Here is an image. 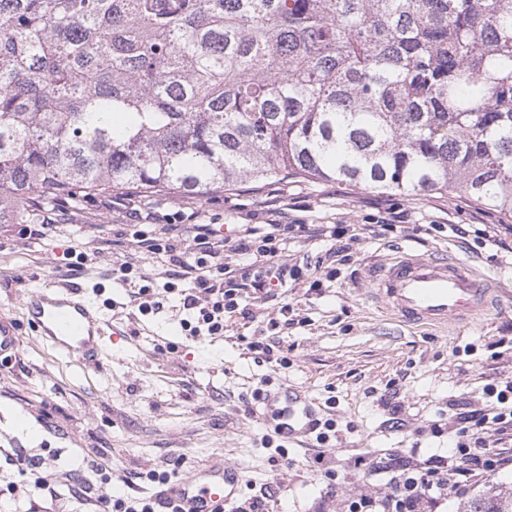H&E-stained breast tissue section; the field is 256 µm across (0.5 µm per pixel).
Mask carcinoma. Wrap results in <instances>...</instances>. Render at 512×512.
<instances>
[{
  "label": "carcinoma",
  "mask_w": 512,
  "mask_h": 512,
  "mask_svg": "<svg viewBox=\"0 0 512 512\" xmlns=\"http://www.w3.org/2000/svg\"><path fill=\"white\" fill-rule=\"evenodd\" d=\"M290 176L512 217V0H0L1 224Z\"/></svg>",
  "instance_id": "cac0c4a2"
}]
</instances>
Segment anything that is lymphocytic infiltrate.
I'll use <instances>...</instances> for the list:
<instances>
[{
  "label": "lymphocytic infiltrate",
  "mask_w": 512,
  "mask_h": 512,
  "mask_svg": "<svg viewBox=\"0 0 512 512\" xmlns=\"http://www.w3.org/2000/svg\"><path fill=\"white\" fill-rule=\"evenodd\" d=\"M181 225L170 224L166 232L171 240L159 243L154 238H138L137 245L151 253L165 252L172 268L164 290L175 282H187L183 307L189 317L183 325L192 334L220 335L225 315H250L247 303L278 296L288 280L308 279L311 289L323 287L335 278L336 270L327 266L310 268L283 262L287 236L308 233L329 241L326 259L344 255L350 249L343 233L332 224H277L265 232L256 226L235 230L228 239L220 238L210 224L194 225V234L183 249H176L175 238ZM239 256V263L226 261L225 253ZM499 412L487 414L474 409L456 414L461 437L452 453L434 454L425 460L391 452L370 461L375 474L388 475L387 489L380 496L364 495L349 501L347 512H438L448 494L462 495L475 478L490 475L512 465V455L500 447V436L512 432V381L496 394Z\"/></svg>",
  "instance_id": "f902f5d3"
}]
</instances>
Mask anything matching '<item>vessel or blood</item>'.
<instances>
[{"instance_id": "vessel-or-blood-1", "label": "vessel or blood", "mask_w": 512, "mask_h": 512, "mask_svg": "<svg viewBox=\"0 0 512 512\" xmlns=\"http://www.w3.org/2000/svg\"><path fill=\"white\" fill-rule=\"evenodd\" d=\"M371 296L400 321L415 325H466L500 307L491 283L454 258H426L400 251L372 274ZM29 318L47 340L66 355L96 363L109 322L94 302L79 298L75 287L51 284L27 292ZM285 404L286 421L268 417L277 435L291 438L307 431L315 415L309 398L284 387L264 399L266 409ZM242 475L222 463L186 481L164 483L161 497L173 512H228L241 493Z\"/></svg>"}]
</instances>
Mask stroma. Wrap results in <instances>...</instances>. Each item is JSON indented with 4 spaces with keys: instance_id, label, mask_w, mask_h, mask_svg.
Returning a JSON list of instances; mask_svg holds the SVG:
<instances>
[{
    "instance_id": "1",
    "label": "stroma",
    "mask_w": 512,
    "mask_h": 512,
    "mask_svg": "<svg viewBox=\"0 0 512 512\" xmlns=\"http://www.w3.org/2000/svg\"><path fill=\"white\" fill-rule=\"evenodd\" d=\"M128 206L104 194L83 203H35L27 219L0 224V317L16 345L0 353V512H50L52 494L70 512H93L100 498H145L166 478H185L215 461L237 466L243 494L266 493L268 512H344L361 493L379 494L386 477L364 473L358 459L394 450L424 457L458 439L459 404L491 409L490 383L512 379V219L446 194L415 196L299 177L242 184L215 195L144 196ZM284 210L288 224H337L359 234L350 259L318 291L291 281L277 300L253 301L252 316L227 320L223 335H190L180 291L163 294L144 314L132 299L139 273L170 268L166 254L141 251L135 231L161 237L151 211H197L202 224H267ZM140 221L129 218L130 211ZM396 213L393 231L366 234ZM51 219L43 239L32 225ZM446 254L492 279L502 306L445 332L405 326L369 296V270L396 251ZM87 259L70 264L69 251ZM135 268L128 281L115 274ZM82 286L103 305L115 335L98 365L65 355L45 339L23 306L27 288ZM288 305L294 323L278 334L269 319ZM274 338L287 366L258 359L247 344ZM288 386L303 391L319 420L336 433L325 444L299 436L276 451L252 397ZM397 398L401 426L385 407ZM104 448L101 465L83 463ZM34 456L36 474L20 472L16 454Z\"/></svg>"
}]
</instances>
